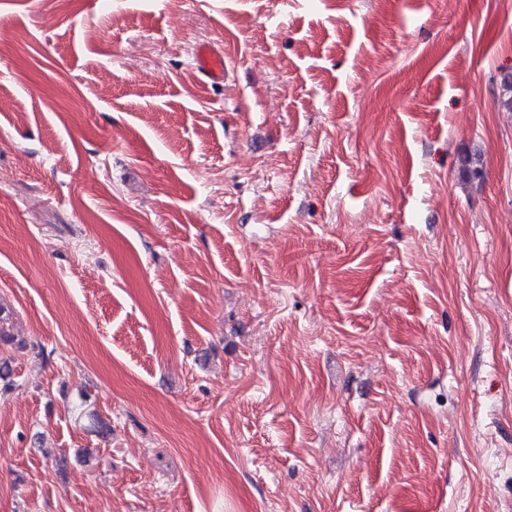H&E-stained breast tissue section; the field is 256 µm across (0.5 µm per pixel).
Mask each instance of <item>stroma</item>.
Segmentation results:
<instances>
[{"label":"stroma","instance_id":"1","mask_svg":"<svg viewBox=\"0 0 512 512\" xmlns=\"http://www.w3.org/2000/svg\"><path fill=\"white\" fill-rule=\"evenodd\" d=\"M1 30L0 512H512V0ZM193 64L198 75L211 84L224 82L229 73V65L224 60V54L209 44L196 46Z\"/></svg>","mask_w":512,"mask_h":512}]
</instances>
